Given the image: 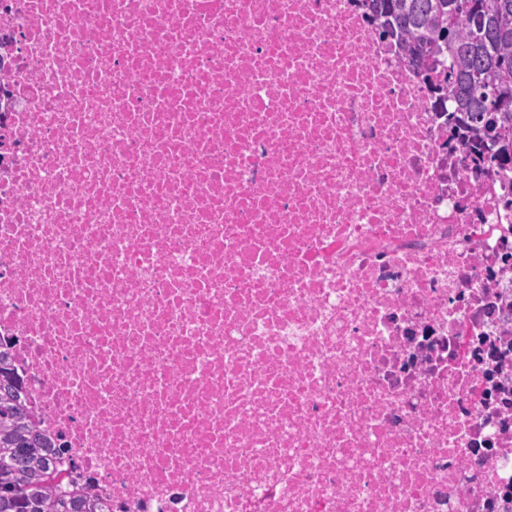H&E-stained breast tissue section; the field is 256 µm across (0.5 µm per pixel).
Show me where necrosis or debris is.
<instances>
[{"instance_id":"4bbe7bcc","label":"necrosis or debris","mask_w":512,"mask_h":512,"mask_svg":"<svg viewBox=\"0 0 512 512\" xmlns=\"http://www.w3.org/2000/svg\"><path fill=\"white\" fill-rule=\"evenodd\" d=\"M364 0H0V339L104 512H512V206Z\"/></svg>"}]
</instances>
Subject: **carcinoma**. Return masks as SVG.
I'll return each mask as SVG.
<instances>
[{
    "mask_svg": "<svg viewBox=\"0 0 512 512\" xmlns=\"http://www.w3.org/2000/svg\"><path fill=\"white\" fill-rule=\"evenodd\" d=\"M379 38L408 61H431L448 111L486 142L490 161L512 175V0H371ZM52 445L0 350V512H101L79 489L63 494Z\"/></svg>",
    "mask_w": 512,
    "mask_h": 512,
    "instance_id": "cac0c4a2",
    "label": "carcinoma"
}]
</instances>
